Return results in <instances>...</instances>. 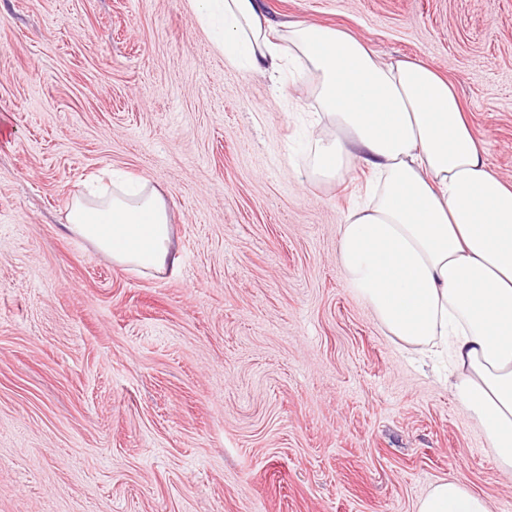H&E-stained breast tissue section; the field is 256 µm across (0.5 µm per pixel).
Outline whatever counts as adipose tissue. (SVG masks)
<instances>
[{"instance_id": "obj_1", "label": "adipose tissue", "mask_w": 512, "mask_h": 512, "mask_svg": "<svg viewBox=\"0 0 512 512\" xmlns=\"http://www.w3.org/2000/svg\"><path fill=\"white\" fill-rule=\"evenodd\" d=\"M219 47L270 79L291 57L312 83L328 130L311 142L313 175L351 167L375 182L338 227L339 266L385 331L449 353L456 402L512 472V182L488 165L454 84L421 59L380 61L346 30L306 22L275 29L255 0H193ZM68 231L117 264H174L162 196L142 183L91 189ZM417 512H491L455 480L435 484Z\"/></svg>"}]
</instances>
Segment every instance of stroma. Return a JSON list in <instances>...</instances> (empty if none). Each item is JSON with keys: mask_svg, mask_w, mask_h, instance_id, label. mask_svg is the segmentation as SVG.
<instances>
[{"mask_svg": "<svg viewBox=\"0 0 512 512\" xmlns=\"http://www.w3.org/2000/svg\"><path fill=\"white\" fill-rule=\"evenodd\" d=\"M448 76L512 181V0H258ZM311 84L231 63L190 0H0V512H416L512 474L348 287L368 173L309 178ZM159 192L175 266L68 233L83 182Z\"/></svg>", "mask_w": 512, "mask_h": 512, "instance_id": "obj_1", "label": "stroma"}]
</instances>
